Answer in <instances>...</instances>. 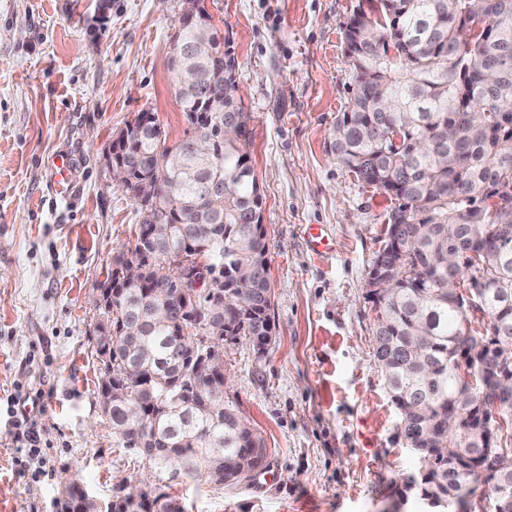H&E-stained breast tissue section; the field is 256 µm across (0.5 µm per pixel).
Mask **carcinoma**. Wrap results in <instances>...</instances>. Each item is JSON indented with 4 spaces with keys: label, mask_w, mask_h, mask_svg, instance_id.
I'll list each match as a JSON object with an SVG mask.
<instances>
[{
    "label": "carcinoma",
    "mask_w": 512,
    "mask_h": 512,
    "mask_svg": "<svg viewBox=\"0 0 512 512\" xmlns=\"http://www.w3.org/2000/svg\"><path fill=\"white\" fill-rule=\"evenodd\" d=\"M377 18L360 11L343 29V43L366 29L346 54L351 97L336 119L331 152L361 181L398 202L387 239L372 266L388 286L377 310L375 359L385 376L398 428L415 453L419 478L406 485L424 499H455L471 512L478 462L494 449L477 428L492 377L473 384L461 374L466 348L512 341V0H373ZM170 67L188 136L167 144L152 112H141L119 133L120 159L131 180L151 177L159 194L151 218L170 236L140 248L145 281L121 283L106 318L112 333L108 377L130 369L129 381L103 412L123 447L139 439L167 440L156 458L175 462L190 476L237 483L262 468L263 442L224 400L203 366L224 356V343L255 340L273 330L263 199L249 154L251 115L242 106L234 59L218 36L202 44L185 25L176 35ZM167 152L156 168L158 149ZM209 230L204 254L224 281V338L193 353L182 324L165 311L167 288L178 283L180 255L191 253L197 226ZM466 284L470 303L449 285ZM191 319L203 324L216 299L208 284L193 289ZM252 295L248 308L235 293ZM488 317L471 326L467 312ZM134 331L136 340L127 337ZM141 406L146 415L132 413ZM493 481L497 504L512 499V470Z\"/></svg>",
    "instance_id": "obj_1"
}]
</instances>
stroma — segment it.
<instances>
[{"label":"stroma","instance_id":"35a3bbf8","mask_svg":"<svg viewBox=\"0 0 512 512\" xmlns=\"http://www.w3.org/2000/svg\"><path fill=\"white\" fill-rule=\"evenodd\" d=\"M359 2L205 0L252 116L276 325L265 350L224 347V398L267 458L253 479L217 484L121 446L95 351L99 290L142 220L104 155L147 109L169 142L184 138L169 67L182 0H0V512H54L68 478L101 512L129 482L185 512H432L404 489L417 458L374 357L369 269L394 202L328 150ZM310 224L330 251H312Z\"/></svg>","mask_w":512,"mask_h":512}]
</instances>
